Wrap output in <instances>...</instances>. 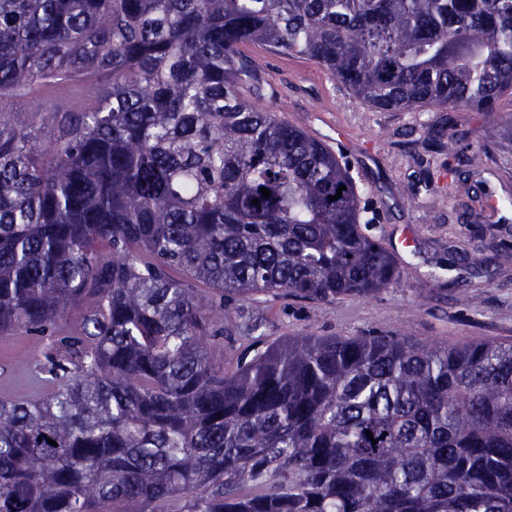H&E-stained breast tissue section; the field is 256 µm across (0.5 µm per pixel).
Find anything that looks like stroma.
<instances>
[{"mask_svg":"<svg viewBox=\"0 0 512 512\" xmlns=\"http://www.w3.org/2000/svg\"><path fill=\"white\" fill-rule=\"evenodd\" d=\"M244 56L256 64L260 108L300 125L311 137L335 146L345 134L341 157L349 162L358 186L380 222L371 233L395 251L400 280L363 298L312 303L280 297L255 303L268 340L291 336L351 338L371 331L419 344L460 345L475 341H512V263L498 265L493 255L512 248V208L493 218L471 214L469 199L448 197L431 184L435 168L448 159V131L462 144L486 147L479 174L486 190L512 193V143L501 132L512 119V96L499 100L494 114L437 107L382 112L356 99L315 62L267 52L247 44ZM88 100L86 90L39 91L21 107L29 114L51 108L72 112ZM409 248H401L403 236ZM474 292L478 304L464 307L456 297ZM38 339L14 332L0 342V395L15 392L26 375L15 360L27 352L39 362Z\"/></svg>","mask_w":512,"mask_h":512,"instance_id":"obj_1","label":"stroma"}]
</instances>
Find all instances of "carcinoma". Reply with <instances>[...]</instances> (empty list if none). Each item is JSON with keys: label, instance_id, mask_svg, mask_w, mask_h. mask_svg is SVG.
Masks as SVG:
<instances>
[{"label": "carcinoma", "instance_id": "carcinoma-1", "mask_svg": "<svg viewBox=\"0 0 512 512\" xmlns=\"http://www.w3.org/2000/svg\"><path fill=\"white\" fill-rule=\"evenodd\" d=\"M245 44L381 111L512 96V0H0V336L53 386L0 397V512H512V341L264 344L255 296L399 269L349 165L251 101ZM101 76L55 139L16 106Z\"/></svg>", "mask_w": 512, "mask_h": 512}]
</instances>
